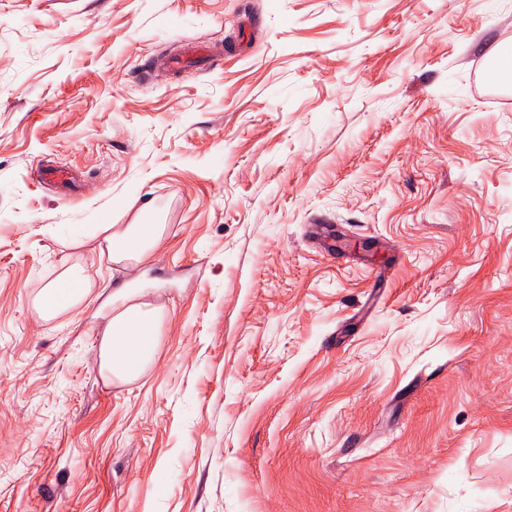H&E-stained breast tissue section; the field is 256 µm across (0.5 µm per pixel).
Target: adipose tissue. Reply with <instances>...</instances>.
I'll return each instance as SVG.
<instances>
[{"mask_svg":"<svg viewBox=\"0 0 512 512\" xmlns=\"http://www.w3.org/2000/svg\"><path fill=\"white\" fill-rule=\"evenodd\" d=\"M164 234L160 224H99L93 234L71 231L70 243L84 245L95 239L100 253L110 261L136 264L150 257L159 247ZM92 292L91 282L80 265H72L41 290L36 298L43 319L50 320L73 310ZM109 320L98 348L100 375L110 381L127 383L140 377L150 367L157 353L162 308L140 300L130 288L114 289L108 299Z\"/></svg>","mask_w":512,"mask_h":512,"instance_id":"ef3b65f1","label":"adipose tissue"}]
</instances>
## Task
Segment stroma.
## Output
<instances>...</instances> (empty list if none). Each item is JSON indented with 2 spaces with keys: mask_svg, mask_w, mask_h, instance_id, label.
I'll list each match as a JSON object with an SVG mask.
<instances>
[{
  "mask_svg": "<svg viewBox=\"0 0 512 512\" xmlns=\"http://www.w3.org/2000/svg\"><path fill=\"white\" fill-rule=\"evenodd\" d=\"M499 44L512 0H0V512H512ZM147 201L142 263L68 244ZM122 284L166 310L123 384ZM489 57L492 59V65L487 71V80L493 84L510 81L512 77V50L496 45L490 49ZM34 176L38 183L61 184L65 187L71 181V173L65 166L38 164L34 168ZM92 292L90 279L80 265H72L41 290L36 306L45 320L73 310L86 301ZM139 298L133 288L122 286L108 299L112 309L99 342L98 368L111 382L133 381L155 360L164 312Z\"/></svg>",
  "mask_w": 512,
  "mask_h": 512,
  "instance_id": "obj_1",
  "label": "stroma"
}]
</instances>
